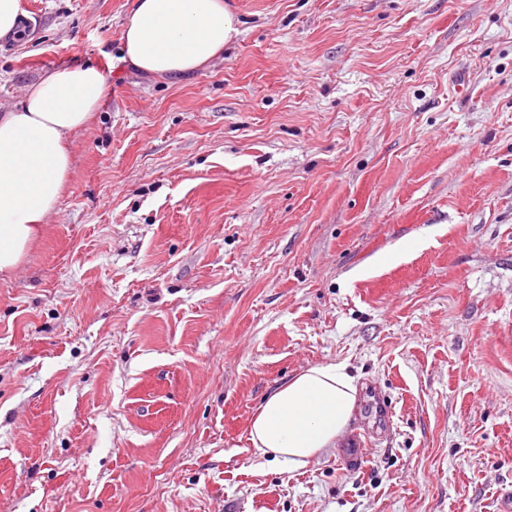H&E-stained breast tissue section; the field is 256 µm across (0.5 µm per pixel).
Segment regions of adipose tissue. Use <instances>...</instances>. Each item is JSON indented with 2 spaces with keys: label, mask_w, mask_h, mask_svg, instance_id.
Listing matches in <instances>:
<instances>
[{
  "label": "adipose tissue",
  "mask_w": 512,
  "mask_h": 512,
  "mask_svg": "<svg viewBox=\"0 0 512 512\" xmlns=\"http://www.w3.org/2000/svg\"><path fill=\"white\" fill-rule=\"evenodd\" d=\"M240 34L225 0H135L122 60L175 80L207 66ZM105 76L92 65L55 68L0 113V278H10L40 237L72 172L70 141L99 109ZM358 385L342 364L315 365L266 398L247 441L253 455L304 467L348 428Z\"/></svg>",
  "instance_id": "1"
}]
</instances>
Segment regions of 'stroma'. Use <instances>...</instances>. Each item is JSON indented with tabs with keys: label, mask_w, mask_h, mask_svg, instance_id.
Returning <instances> with one entry per match:
<instances>
[{
	"label": "stroma",
	"mask_w": 512,
	"mask_h": 512,
	"mask_svg": "<svg viewBox=\"0 0 512 512\" xmlns=\"http://www.w3.org/2000/svg\"><path fill=\"white\" fill-rule=\"evenodd\" d=\"M227 2L239 38L174 82L120 62L133 0H22L0 38V112L106 75L0 280V512H496L512 0ZM333 362L359 386L335 447L254 456L263 399Z\"/></svg>",
	"instance_id": "obj_1"
}]
</instances>
